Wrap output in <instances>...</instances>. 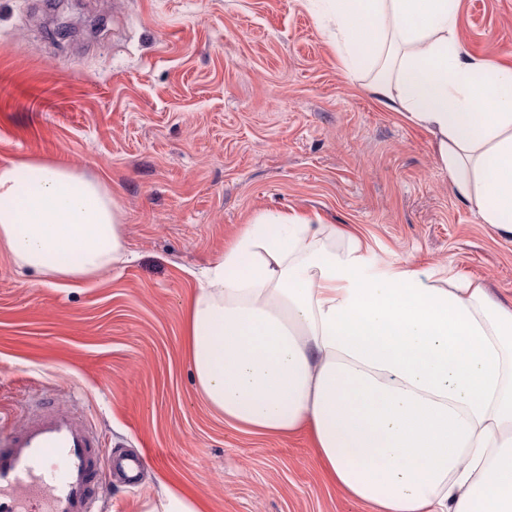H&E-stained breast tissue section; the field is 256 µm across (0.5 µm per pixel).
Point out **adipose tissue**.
Here are the masks:
<instances>
[{"label": "adipose tissue", "instance_id": "adipose-tissue-1", "mask_svg": "<svg viewBox=\"0 0 512 512\" xmlns=\"http://www.w3.org/2000/svg\"><path fill=\"white\" fill-rule=\"evenodd\" d=\"M351 72L424 128L455 194L512 236V68L455 39L458 0H321ZM0 248L80 279L122 261L123 211L96 177L0 168ZM362 240L261 213L205 272L187 318L198 393L265 437L308 430L328 479L373 512H512V307L475 280L366 272Z\"/></svg>", "mask_w": 512, "mask_h": 512}]
</instances>
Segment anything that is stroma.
<instances>
[{
    "instance_id": "1",
    "label": "stroma",
    "mask_w": 512,
    "mask_h": 512,
    "mask_svg": "<svg viewBox=\"0 0 512 512\" xmlns=\"http://www.w3.org/2000/svg\"><path fill=\"white\" fill-rule=\"evenodd\" d=\"M455 37L512 64V0H459ZM307 0H0V167L100 177L131 259L83 280L0 249V433L54 403L137 484L102 512H371L330 484L308 431L260 437L200 399L184 355L196 272L258 213L320 215L366 243L369 273L409 266L483 282L512 304V237L456 196L430 135L347 72Z\"/></svg>"
}]
</instances>
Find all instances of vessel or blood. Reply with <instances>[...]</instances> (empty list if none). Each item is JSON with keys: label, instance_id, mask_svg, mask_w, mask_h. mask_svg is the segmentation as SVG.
<instances>
[{"label": "vessel or blood", "instance_id": "vessel-or-blood-1", "mask_svg": "<svg viewBox=\"0 0 512 512\" xmlns=\"http://www.w3.org/2000/svg\"><path fill=\"white\" fill-rule=\"evenodd\" d=\"M141 466L113 459L72 411L47 407L0 440V512H98L100 481Z\"/></svg>", "mask_w": 512, "mask_h": 512}]
</instances>
